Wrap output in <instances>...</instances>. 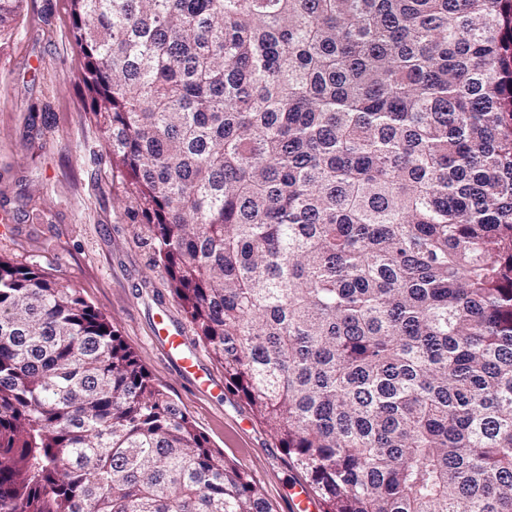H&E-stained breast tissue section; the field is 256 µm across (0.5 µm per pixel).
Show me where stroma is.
I'll return each mask as SVG.
<instances>
[{"label":"stroma","instance_id":"1","mask_svg":"<svg viewBox=\"0 0 512 512\" xmlns=\"http://www.w3.org/2000/svg\"><path fill=\"white\" fill-rule=\"evenodd\" d=\"M71 0H23L0 31V257L69 282L111 319L211 447L251 476L272 506L291 512L304 473L237 396L197 336L167 280L153 269L139 225L112 188L102 133L88 108L71 38ZM165 310L214 388H196L152 340Z\"/></svg>","mask_w":512,"mask_h":512}]
</instances>
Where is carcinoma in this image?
I'll return each instance as SVG.
<instances>
[{"instance_id": "cac0c4a2", "label": "carcinoma", "mask_w": 512, "mask_h": 512, "mask_svg": "<svg viewBox=\"0 0 512 512\" xmlns=\"http://www.w3.org/2000/svg\"><path fill=\"white\" fill-rule=\"evenodd\" d=\"M71 3L123 214L324 512H512V0ZM0 512L272 510L1 258Z\"/></svg>"}]
</instances>
